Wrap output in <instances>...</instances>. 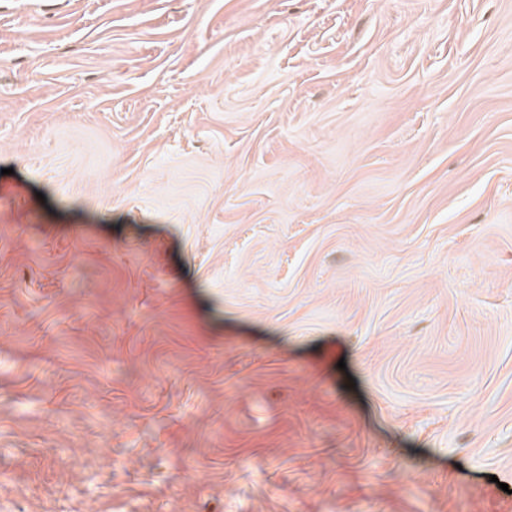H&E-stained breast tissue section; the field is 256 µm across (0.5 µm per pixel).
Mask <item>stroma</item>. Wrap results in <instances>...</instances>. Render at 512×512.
I'll return each mask as SVG.
<instances>
[{"label": "stroma", "instance_id": "1", "mask_svg": "<svg viewBox=\"0 0 512 512\" xmlns=\"http://www.w3.org/2000/svg\"><path fill=\"white\" fill-rule=\"evenodd\" d=\"M0 512H512V0H0Z\"/></svg>", "mask_w": 512, "mask_h": 512}]
</instances>
